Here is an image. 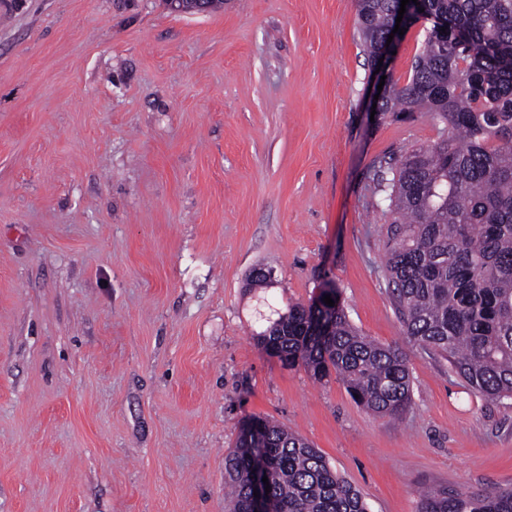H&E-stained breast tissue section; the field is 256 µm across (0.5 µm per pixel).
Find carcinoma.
<instances>
[{"instance_id":"carcinoma-1","label":"carcinoma","mask_w":512,"mask_h":512,"mask_svg":"<svg viewBox=\"0 0 512 512\" xmlns=\"http://www.w3.org/2000/svg\"><path fill=\"white\" fill-rule=\"evenodd\" d=\"M397 0H358L363 51L376 60ZM431 23L412 76L380 112H426L445 137L401 157L388 179L384 249L392 301L410 343L448 360L490 400L512 398V0H420L409 22ZM448 27V39L436 34ZM330 296L334 305L323 303ZM320 304L292 305L257 343L318 380L336 375L379 416L411 401L403 352L359 334L336 287ZM260 447L224 460L227 512H252L263 464L278 512H367L361 493L320 451L285 427L252 418ZM420 512H512V490L423 496Z\"/></svg>"}]
</instances>
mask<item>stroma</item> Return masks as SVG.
Here are the masks:
<instances>
[{
	"label": "stroma",
	"mask_w": 512,
	"mask_h": 512,
	"mask_svg": "<svg viewBox=\"0 0 512 512\" xmlns=\"http://www.w3.org/2000/svg\"><path fill=\"white\" fill-rule=\"evenodd\" d=\"M427 28L377 65L357 0H0V512H224L255 416L368 512L512 488V400L412 346L387 283L379 166L440 132L373 112L375 76L406 84ZM329 284L406 352L402 415L258 346Z\"/></svg>",
	"instance_id": "stroma-1"
}]
</instances>
